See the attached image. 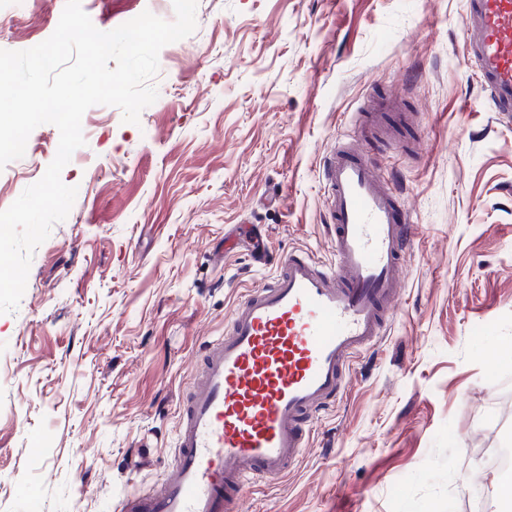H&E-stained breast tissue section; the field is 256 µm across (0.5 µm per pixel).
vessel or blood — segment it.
<instances>
[{
    "label": "vessel or blood",
    "instance_id": "1",
    "mask_svg": "<svg viewBox=\"0 0 512 512\" xmlns=\"http://www.w3.org/2000/svg\"><path fill=\"white\" fill-rule=\"evenodd\" d=\"M464 45L489 109L512 117V0H466ZM369 141L359 129L322 164L333 261L278 257L269 283L237 301L189 373L164 479L115 512H238L249 490L301 460L312 422L333 410L354 360L399 311L412 225Z\"/></svg>",
    "mask_w": 512,
    "mask_h": 512
}]
</instances>
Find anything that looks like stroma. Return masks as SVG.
<instances>
[{
	"label": "stroma",
	"mask_w": 512,
	"mask_h": 512,
	"mask_svg": "<svg viewBox=\"0 0 512 512\" xmlns=\"http://www.w3.org/2000/svg\"><path fill=\"white\" fill-rule=\"evenodd\" d=\"M65 0H0V49L55 31ZM110 31L173 0H81ZM464 0H198L163 47L139 124L96 105L61 173L77 187L0 314V512H114L172 461L177 396L203 341L273 256L333 258L323 159L367 105L402 106L373 160L414 226L400 310L311 426L302 461L245 512H496L489 449L512 442V122L464 57ZM59 131L0 170V209L37 182Z\"/></svg>",
	"instance_id": "1"
}]
</instances>
